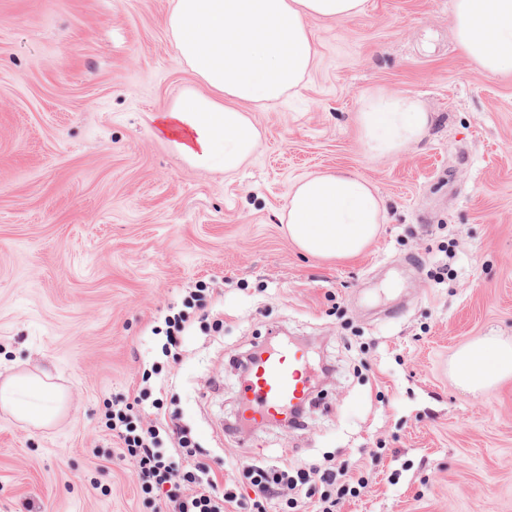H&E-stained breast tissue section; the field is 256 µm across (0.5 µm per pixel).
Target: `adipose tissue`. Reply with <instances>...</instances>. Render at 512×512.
Wrapping results in <instances>:
<instances>
[{
    "label": "adipose tissue",
    "mask_w": 512,
    "mask_h": 512,
    "mask_svg": "<svg viewBox=\"0 0 512 512\" xmlns=\"http://www.w3.org/2000/svg\"><path fill=\"white\" fill-rule=\"evenodd\" d=\"M366 8L367 0H173L167 31L197 83L158 115L160 132L191 166L238 169L260 140L249 106L278 102L315 62L311 22H343ZM451 25L459 50L483 74H512V0H453ZM433 122L415 97L384 91L364 96L355 118L358 139L372 157L398 156ZM385 221L373 183L344 171H320L294 183L282 217L289 239L320 259L362 254ZM450 372L463 391L488 390L512 377V339L489 335L463 345ZM65 408L63 390L47 373L0 382V409L19 422L46 427Z\"/></svg>",
    "instance_id": "obj_1"
}]
</instances>
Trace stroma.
<instances>
[{"instance_id": "35a3bbf8", "label": "stroma", "mask_w": 512, "mask_h": 512, "mask_svg": "<svg viewBox=\"0 0 512 512\" xmlns=\"http://www.w3.org/2000/svg\"><path fill=\"white\" fill-rule=\"evenodd\" d=\"M451 5L368 0L312 22L313 68L250 107L259 145L224 173L157 130L194 83L166 30L172 0H0V374L49 371L67 397L43 428L0 410V512H153L104 405L133 400L162 358L152 327L199 281L223 289L224 324L190 340L161 398L218 477L228 458H333L368 480L337 512H512V378L472 395L449 373L459 347L512 336V75L461 54ZM378 90L434 115L393 158L356 134ZM327 169L386 202L352 259L305 255L280 222L290 186ZM276 336L333 374L315 378L302 426L229 434L237 361Z\"/></svg>"}]
</instances>
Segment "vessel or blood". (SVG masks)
Segmentation results:
<instances>
[{"mask_svg":"<svg viewBox=\"0 0 512 512\" xmlns=\"http://www.w3.org/2000/svg\"><path fill=\"white\" fill-rule=\"evenodd\" d=\"M308 356L291 345H277L257 355L242 384L245 422L255 426L290 416L309 397Z\"/></svg>","mask_w":512,"mask_h":512,"instance_id":"vessel-or-blood-1","label":"vessel or blood"}]
</instances>
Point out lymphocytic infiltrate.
<instances>
[{
    "instance_id": "obj_1",
    "label": "lymphocytic infiltrate",
    "mask_w": 512,
    "mask_h": 512,
    "mask_svg": "<svg viewBox=\"0 0 512 512\" xmlns=\"http://www.w3.org/2000/svg\"><path fill=\"white\" fill-rule=\"evenodd\" d=\"M213 295V289L195 285L186 292L181 308L166 316L161 350L171 362H179L185 338L206 328ZM146 395L142 389L131 403L108 405L104 420L117 443L118 459L129 466L154 512H230L245 489L253 493L251 512H269L278 504L301 512L311 498L315 512H336L340 498L365 483L346 462L320 468L252 462L237 466L235 480L220 483L216 473L199 461L197 443L163 412L160 400H153L152 415L141 413Z\"/></svg>"
}]
</instances>
